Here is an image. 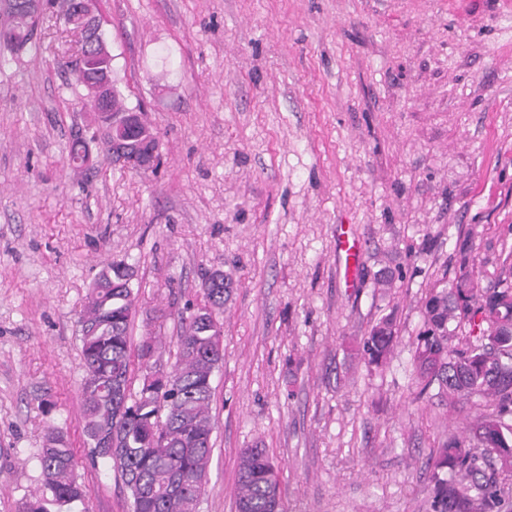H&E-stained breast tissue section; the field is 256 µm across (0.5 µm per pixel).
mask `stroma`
Listing matches in <instances>:
<instances>
[{
	"label": "stroma",
	"mask_w": 512,
	"mask_h": 512,
	"mask_svg": "<svg viewBox=\"0 0 512 512\" xmlns=\"http://www.w3.org/2000/svg\"><path fill=\"white\" fill-rule=\"evenodd\" d=\"M113 77L156 171L114 166L53 9L0 47V512L43 490L48 429L78 447L86 503L131 512L83 445L88 289L135 269L133 340L176 361L211 271L220 316L213 452L198 512H236L238 454L267 449L286 512H431L432 448L479 410L413 380V342L458 236L493 275L512 251V0H96ZM86 141L92 167L67 153ZM363 247L346 266L341 234ZM401 279L379 288L380 269ZM394 315L384 367L359 347Z\"/></svg>",
	"instance_id": "stroma-1"
}]
</instances>
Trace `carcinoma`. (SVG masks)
Returning <instances> with one entry per match:
<instances>
[{
  "mask_svg": "<svg viewBox=\"0 0 512 512\" xmlns=\"http://www.w3.org/2000/svg\"><path fill=\"white\" fill-rule=\"evenodd\" d=\"M44 10L28 12L0 0V45L20 52L33 39ZM104 34L82 48L81 69L113 73ZM133 267L104 265L86 297L82 354L87 370L82 386L83 435L92 458L106 459L120 473L132 512H197L210 464L214 423L210 415L213 378L224 360L219 314L229 301L232 278L222 271L205 275L204 305L182 320L175 368L153 361L156 338L145 337L131 351L129 327L135 316ZM473 245L457 243L456 272L434 281L423 305V329L414 342L420 390L432 386L452 402L484 409L473 427L449 436L432 450V512H501L512 499V251L503 259L493 287L483 285ZM467 326L463 343L457 329ZM395 321L385 315L363 339L361 355L381 367L390 357ZM144 369L138 397L130 399L133 361ZM77 451L50 429L40 455L44 494L21 512H49L85 500L76 474ZM236 512H283L279 476L263 448L238 457Z\"/></svg>",
  "mask_w": 512,
  "mask_h": 512,
  "instance_id": "cac0c4a2",
  "label": "carcinoma"
}]
</instances>
